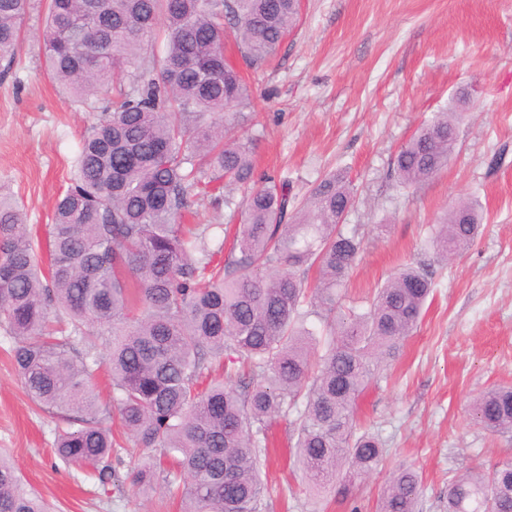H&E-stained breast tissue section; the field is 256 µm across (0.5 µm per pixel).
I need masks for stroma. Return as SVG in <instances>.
Segmentation results:
<instances>
[{
	"mask_svg": "<svg viewBox=\"0 0 512 512\" xmlns=\"http://www.w3.org/2000/svg\"><path fill=\"white\" fill-rule=\"evenodd\" d=\"M30 11L10 70H0V190L45 234L93 121L51 81ZM258 101L234 132L261 131L252 186L290 183L295 204L327 173L355 191L345 218L364 245L337 311L366 307L402 264L424 266L433 293L411 336L358 398L354 416L384 443L366 480L335 478L317 497L302 491L289 423L273 421L276 448L263 467V512H376L392 470L422 478L419 512H448L451 479L479 464L512 460V436L484 431L470 403L512 386V0H302L299 20L276 58L243 68ZM456 106V147L448 164L417 187L395 183L400 147L435 113ZM462 200L482 215L473 246L441 260L427 243L431 224ZM13 337L0 327V449L55 512H176L169 497L138 494L117 465L109 493L53 449L58 420L34 404L18 379Z\"/></svg>",
	"mask_w": 512,
	"mask_h": 512,
	"instance_id": "1",
	"label": "stroma"
}]
</instances>
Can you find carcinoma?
<instances>
[{
    "mask_svg": "<svg viewBox=\"0 0 512 512\" xmlns=\"http://www.w3.org/2000/svg\"><path fill=\"white\" fill-rule=\"evenodd\" d=\"M32 0H0V61L11 65ZM299 0H45L39 36L49 77L89 108L112 95L83 136L73 174L47 228L49 265L33 227L0 195V324L29 398L56 415L55 454L100 484L121 452L146 450L131 483L180 492L182 512H261L268 424L298 409L296 458L318 495L336 470L371 475L381 440L358 433L353 404L381 362L417 326L432 275L404 265L360 311L336 317L339 290L360 253L342 228L355 194L341 172L321 179L285 222L290 184L246 185L259 135H229L255 97L224 56L232 35L248 66L276 54ZM163 37L159 56L144 42ZM458 116L439 112L398 150L393 169L410 189L436 175L457 142ZM239 218L234 244L210 246L185 224L204 204ZM481 226L461 202L430 227L446 259L468 250ZM317 268L309 287L301 273ZM330 321L317 338L308 318ZM106 369L102 404L95 375ZM472 420L512 433V387L481 394ZM120 425L119 431L112 423ZM421 479L401 466L378 512H417ZM0 512H48L0 455ZM448 512H512V462L458 475Z\"/></svg>",
    "mask_w": 512,
    "mask_h": 512,
    "instance_id": "carcinoma-1",
    "label": "carcinoma"
}]
</instances>
